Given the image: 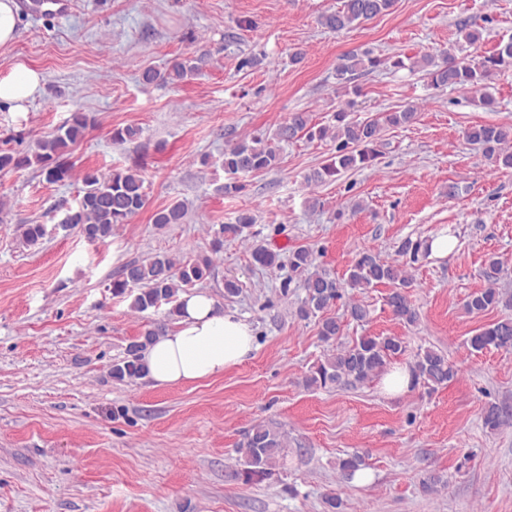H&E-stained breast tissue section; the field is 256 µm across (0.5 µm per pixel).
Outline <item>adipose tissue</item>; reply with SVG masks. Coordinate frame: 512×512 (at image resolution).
Here are the masks:
<instances>
[{
	"label": "adipose tissue",
	"mask_w": 512,
	"mask_h": 512,
	"mask_svg": "<svg viewBox=\"0 0 512 512\" xmlns=\"http://www.w3.org/2000/svg\"><path fill=\"white\" fill-rule=\"evenodd\" d=\"M43 74L23 61L0 77V104L27 111L42 90ZM175 329L155 337L142 352L147 378L158 385L192 382L222 375L254 349L249 323L225 312L208 292L182 293Z\"/></svg>",
	"instance_id": "1"
}]
</instances>
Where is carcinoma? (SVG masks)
<instances>
[{"label": "carcinoma", "mask_w": 512, "mask_h": 512, "mask_svg": "<svg viewBox=\"0 0 512 512\" xmlns=\"http://www.w3.org/2000/svg\"><path fill=\"white\" fill-rule=\"evenodd\" d=\"M395 0H341V6L321 18V25L332 31H341L371 20L392 9ZM205 53L177 58L164 70H148L144 73L147 83L178 84L200 72L206 65ZM393 69H418L426 72L435 87H453L482 92V103L495 104L490 92L491 83L501 73L512 68V41L499 44L496 49L477 59L458 57L447 51L436 61L430 55L419 58H402L399 55L380 58L370 51L361 54L350 52L336 65V80L341 85L351 83L359 73H369L382 66ZM417 118V109L406 106L381 117L357 121L340 109L334 113V124L318 126L312 123L307 112H291L288 120L278 126L272 138L254 136L242 140L224 150L221 166L224 172L238 175L275 168L279 162L278 142H290L298 137L309 140L331 138L336 141V153L321 167L312 170L306 181L321 184L333 181L350 170L369 167L377 158V143L384 127L406 126ZM89 118L83 112H73L54 133L36 142L34 150L24 154L0 153V171L20 170L38 166L50 182H64L70 178L72 165L68 156L81 141L88 128ZM465 139L482 147L488 161L496 167L512 169V126L476 124L464 131ZM82 196L76 206L65 213L63 229H76L91 242L103 241L112 236V226L125 224L142 211L148 202L144 180L132 169L115 170L103 176L87 169L82 176ZM186 206L175 201L153 214V224L163 228L169 224H181L186 216ZM254 223L251 213H241L236 223L221 225L213 241V251L218 252L224 239L242 236ZM46 236L43 224L21 226L20 241L25 247H35ZM429 245L424 240H403L397 247L400 255L413 257L428 254ZM254 261L263 267L282 266L280 254L263 246L253 249ZM293 272H303L301 282L304 298L297 309L298 317H319V336L326 343L335 345L332 353L311 367L305 377L308 387H348L373 381L388 371L392 361L406 352L407 345L400 336H361L350 344H338L343 325L337 318L324 313L341 299L345 288L366 289L378 284L391 283L392 291L386 304L393 316L405 325H414L419 319L408 288L412 287L400 266L363 252L348 270L347 280L340 282L327 271L315 267L313 254L306 248H298L288 255ZM213 263L208 257L193 262L176 263L167 256H155L142 262L126 264L110 284L112 293L123 295L135 288L130 305L137 311L155 308L163 303L175 304L171 313H178L179 293L203 284L212 275ZM504 273V264L496 256L489 257L482 269L487 287L469 295L465 308L470 313H483L499 306L512 307V296L498 288ZM165 332L159 324L145 331L127 349V357L112 365V378L118 381L135 380L144 376L140 352L155 336ZM475 351L488 348L512 350V318L507 316L478 330L469 339ZM413 382L435 387L444 385L456 375V367L442 352L428 348L417 353L411 365ZM243 456L237 474L249 482L271 471L283 458L288 447V434L273 423L260 422L251 427L241 444Z\"/></svg>", "instance_id": "carcinoma-1"}]
</instances>
